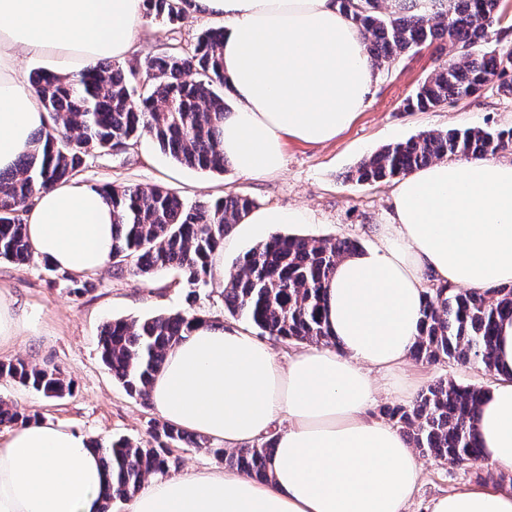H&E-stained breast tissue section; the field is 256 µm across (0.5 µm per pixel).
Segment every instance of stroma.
Instances as JSON below:
<instances>
[{
	"mask_svg": "<svg viewBox=\"0 0 512 512\" xmlns=\"http://www.w3.org/2000/svg\"><path fill=\"white\" fill-rule=\"evenodd\" d=\"M211 22L189 13L180 26L147 18L125 69L143 71L147 58L168 51L175 42H190ZM447 40L402 56L377 70L370 102L354 123L336 140L309 145L295 140L285 144L284 170L274 176L244 177L234 170L200 171L173 162L150 137L137 146L89 158L80 179L96 185H157L177 192L187 203L203 196L240 194L254 200L258 209L307 211L304 224H257L248 234L231 233L222 246L221 264L236 270L239 257L274 235L317 238L346 237L369 246L377 225L386 223L392 183L356 185L346 174L363 157L383 145L399 142L427 130L480 127L497 131L512 127V96L487 88L477 97L451 102L430 112H407L404 99L439 65L452 58ZM94 291L75 295L53 281L43 259L26 266L0 260V289L7 290L19 308L36 315L39 330L31 336L0 346V362L21 359L40 368H60L72 383L69 394L49 399L32 389L0 379V399L17 405L39 419L63 423L85 437L103 442L119 437L147 443L148 426L157 414L151 405L128 395L113 378L97 352L101 325L113 319H140L187 308L189 287L180 271L171 269L149 278L115 275L112 268L95 273ZM490 388L492 373L468 369L448 360L432 364L408 360L404 368L407 395L380 396L372 409L380 416L387 405H408L414 396L438 380ZM419 477L409 512H428L430 502L460 485L494 474L485 463L455 465L425 454L416 456Z\"/></svg>",
	"mask_w": 512,
	"mask_h": 512,
	"instance_id": "1",
	"label": "stroma"
}]
</instances>
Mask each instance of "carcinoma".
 <instances>
[{"mask_svg":"<svg viewBox=\"0 0 512 512\" xmlns=\"http://www.w3.org/2000/svg\"><path fill=\"white\" fill-rule=\"evenodd\" d=\"M147 14L170 25L182 23L191 0H145ZM387 0H336L360 30L376 66L385 67L404 54L447 38L460 58L438 68L408 98L404 109L435 110L448 101L474 97L497 84L512 95V47L482 52L488 34L512 28L501 24V0H448V10L431 17L413 12L414 0L392 10ZM146 93L133 105L138 72L101 61L76 72L41 69L31 79L50 122L34 138V147L11 172H0V258L17 265L33 260L20 212L35 194L77 178L92 153L114 146L128 148L143 135L175 162L202 170L228 168L220 147L224 102L223 32L209 28L185 46L146 62ZM512 148V129L428 130L386 145L362 159L351 180L374 184L404 177L444 158L493 156ZM115 213L112 266L142 277L170 268L182 270L187 283L205 286L214 252L237 224L254 209L252 199L228 194L209 202L186 204L167 188L103 186ZM360 250L349 238L316 239L274 235L250 249L239 272L222 290L224 310L280 342L329 345L324 325L325 284L337 261ZM512 319V286L474 291L452 286L426 294L421 333L412 351L418 361L441 359L494 367L495 336L500 320ZM202 321L195 311L160 314L144 320L106 323L98 339L103 363L126 392L149 400L151 379L160 371L169 348ZM0 378H9L49 398L70 391L58 368H37L22 360L0 362ZM485 390L440 380L427 387L410 407H389L385 415L409 445L438 460L458 465L481 461L473 420ZM34 417L0 400V424L23 426ZM148 445L118 439L101 452L109 481L101 512L135 495L151 475L177 469L172 449L183 445L205 449L226 466L253 478H268L273 442L227 454L205 438L167 423L150 422Z\"/></svg>","mask_w":512,"mask_h":512,"instance_id":"1","label":"carcinoma"}]
</instances>
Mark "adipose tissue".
<instances>
[{"label":"adipose tissue","mask_w":512,"mask_h":512,"mask_svg":"<svg viewBox=\"0 0 512 512\" xmlns=\"http://www.w3.org/2000/svg\"><path fill=\"white\" fill-rule=\"evenodd\" d=\"M224 31L222 149L234 170L280 172L286 139L320 145L368 104L375 72L335 0H193ZM145 0H0V171L31 149L48 114L21 58L68 73L127 60ZM371 246L327 285L331 346L280 361L247 331L199 322L152 382L156 413L225 447L274 437L272 476L202 469L149 480L127 512H407L415 454L370 416L378 375L406 365L422 326L424 280L485 290L512 284V162L448 159L400 178ZM35 255L84 275L112 257V207L76 180L37 193L24 215ZM495 383L476 413L486 462L512 468V320L496 341ZM106 472L83 435L48 420L0 440V512H99ZM430 512H512V483L486 480Z\"/></svg>","instance_id":"ef3b65f1"}]
</instances>
